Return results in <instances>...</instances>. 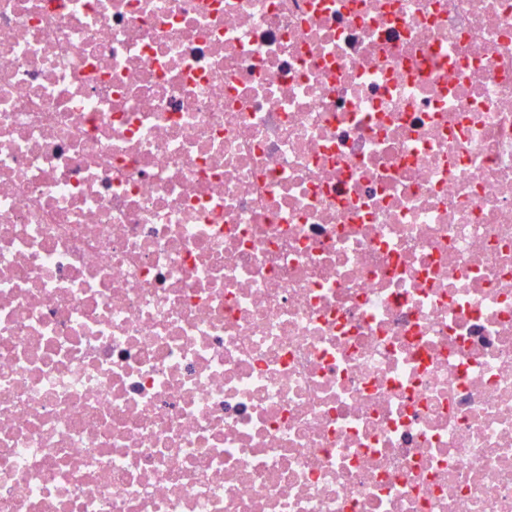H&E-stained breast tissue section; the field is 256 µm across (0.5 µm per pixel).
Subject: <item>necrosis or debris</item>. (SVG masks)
<instances>
[{"label":"necrosis or debris","mask_w":512,"mask_h":512,"mask_svg":"<svg viewBox=\"0 0 512 512\" xmlns=\"http://www.w3.org/2000/svg\"><path fill=\"white\" fill-rule=\"evenodd\" d=\"M0 512H512V0H0Z\"/></svg>","instance_id":"1"}]
</instances>
